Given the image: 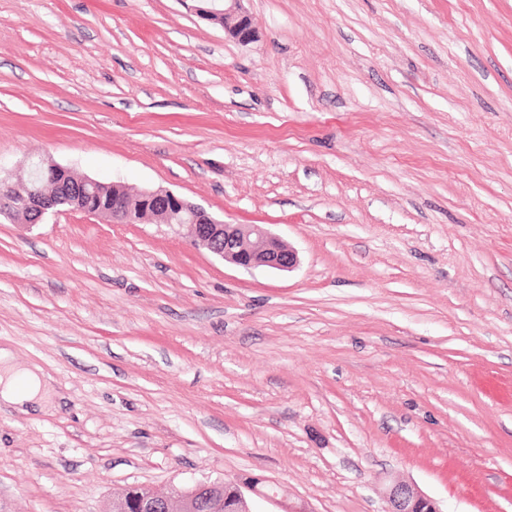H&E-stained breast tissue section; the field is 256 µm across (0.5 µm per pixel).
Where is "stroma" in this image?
Listing matches in <instances>:
<instances>
[{"label":"stroma","mask_w":512,"mask_h":512,"mask_svg":"<svg viewBox=\"0 0 512 512\" xmlns=\"http://www.w3.org/2000/svg\"><path fill=\"white\" fill-rule=\"evenodd\" d=\"M0 0V175L44 157L289 244L0 216V346L61 401L0 406V512L130 486H274L258 512H512V0ZM198 1L203 2L198 10L207 19L222 22L224 17V32L239 43H250L258 38L249 15L242 7L244 0ZM387 509L384 512H442L437 502L415 486L392 480L384 491Z\"/></svg>","instance_id":"stroma-1"}]
</instances>
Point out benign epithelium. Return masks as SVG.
I'll list each match as a JSON object with an SVG mask.
<instances>
[{
  "label": "benign epithelium",
  "instance_id": "obj_1",
  "mask_svg": "<svg viewBox=\"0 0 512 512\" xmlns=\"http://www.w3.org/2000/svg\"><path fill=\"white\" fill-rule=\"evenodd\" d=\"M199 12L211 21H224V32L240 43L258 38L243 0H201ZM25 187L20 204L0 195V214L12 215L20 208L29 223H39L50 211H71L69 192L78 190L86 205L81 211L114 224H136L153 218L161 224L186 227V236L196 246L246 269L265 267L290 272L298 264L297 253L260 224H226L169 190H144L130 206L121 195H112V207L101 205L106 185L90 177H77L70 168L38 159L25 167ZM271 498L263 480L250 478L241 484L202 480L188 488L174 487L167 494H155L145 487L127 489L112 497L110 512H252L247 494ZM384 512H442L437 502L415 486L391 481L385 491Z\"/></svg>",
  "mask_w": 512,
  "mask_h": 512
}]
</instances>
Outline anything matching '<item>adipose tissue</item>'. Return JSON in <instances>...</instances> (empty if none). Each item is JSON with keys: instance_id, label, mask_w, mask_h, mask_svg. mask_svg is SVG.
Here are the masks:
<instances>
[{"instance_id": "ef3b65f1", "label": "adipose tissue", "mask_w": 512, "mask_h": 512, "mask_svg": "<svg viewBox=\"0 0 512 512\" xmlns=\"http://www.w3.org/2000/svg\"><path fill=\"white\" fill-rule=\"evenodd\" d=\"M52 395L49 375L37 366L16 369L9 351L0 347V403L42 410L50 405Z\"/></svg>"}]
</instances>
